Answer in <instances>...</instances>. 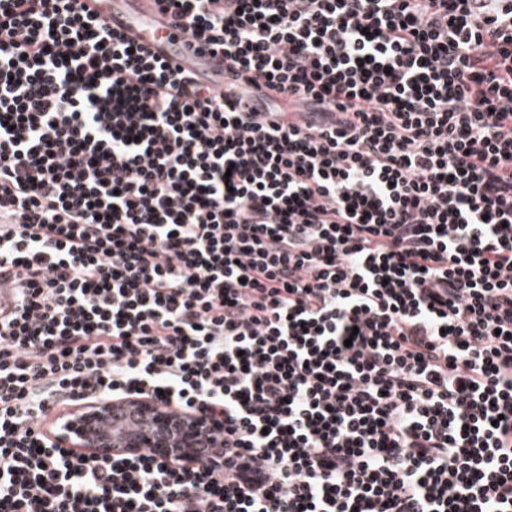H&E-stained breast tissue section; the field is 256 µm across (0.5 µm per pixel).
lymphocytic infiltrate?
<instances>
[{
  "instance_id": "1",
  "label": "lymphocytic infiltrate",
  "mask_w": 512,
  "mask_h": 512,
  "mask_svg": "<svg viewBox=\"0 0 512 512\" xmlns=\"http://www.w3.org/2000/svg\"><path fill=\"white\" fill-rule=\"evenodd\" d=\"M0 0V512H512V0ZM217 417L224 470L48 406ZM153 0H91L84 1L88 8L99 11L114 25L124 26L139 42L148 44L154 52L164 54L172 64L182 70L197 74L211 87L223 91L224 63L220 55L213 58L209 54H194L184 46L186 36L167 26L170 18L162 15L152 2ZM163 26L160 34L175 36V48L166 40L161 44L150 42V33L156 26ZM112 414L111 401L83 402L73 405L71 412L61 418L58 432L50 434L54 442L98 457L111 455L113 446L101 434V426Z\"/></svg>"
}]
</instances>
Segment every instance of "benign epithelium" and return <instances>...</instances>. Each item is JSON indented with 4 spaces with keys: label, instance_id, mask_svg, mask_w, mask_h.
Segmentation results:
<instances>
[{
    "label": "benign epithelium",
    "instance_id": "7a95c632",
    "mask_svg": "<svg viewBox=\"0 0 512 512\" xmlns=\"http://www.w3.org/2000/svg\"><path fill=\"white\" fill-rule=\"evenodd\" d=\"M127 409L144 422L143 430L126 443L129 454L142 448H158L169 460L184 462L194 457L200 443L210 441L211 429L215 426V422L203 414H187L148 398H131ZM110 414V401L76 404L69 415L61 418L58 432L50 438L79 452L107 456L112 446L101 434V426Z\"/></svg>",
    "mask_w": 512,
    "mask_h": 512
}]
</instances>
